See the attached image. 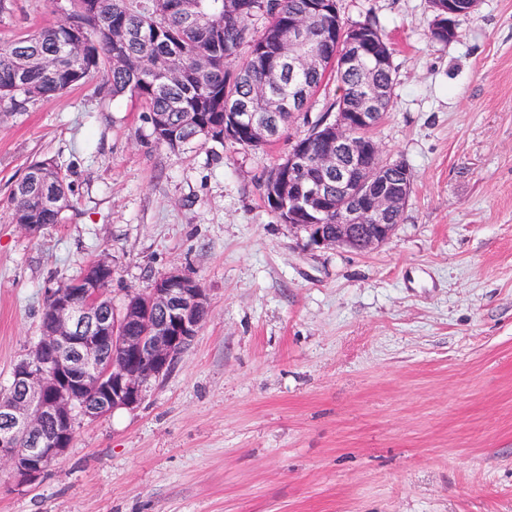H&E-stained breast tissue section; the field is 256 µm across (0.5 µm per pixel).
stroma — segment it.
Wrapping results in <instances>:
<instances>
[{"label":"stroma","mask_w":512,"mask_h":512,"mask_svg":"<svg viewBox=\"0 0 512 512\" xmlns=\"http://www.w3.org/2000/svg\"><path fill=\"white\" fill-rule=\"evenodd\" d=\"M393 48L372 134L413 186L381 248L305 245L259 179L336 98L263 149L157 144L137 100L81 86L0 119V387L40 336L50 289L112 263V301L170 269L210 311L141 406L80 422L0 512H512V0H478L434 40L429 0H338ZM15 0L0 44L57 21ZM55 160L58 224L12 223V184Z\"/></svg>","instance_id":"stroma-1"}]
</instances>
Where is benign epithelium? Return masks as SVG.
Returning a JSON list of instances; mask_svg holds the SVG:
<instances>
[{
	"instance_id": "1",
	"label": "benign epithelium",
	"mask_w": 512,
	"mask_h": 512,
	"mask_svg": "<svg viewBox=\"0 0 512 512\" xmlns=\"http://www.w3.org/2000/svg\"><path fill=\"white\" fill-rule=\"evenodd\" d=\"M318 54H294V69L320 66ZM387 98L372 77L364 82L362 112H338L335 129L320 136L318 163L304 191L295 199L297 214L310 218L336 201V223L295 224L308 246L346 247L369 252L386 244L396 225L385 218L402 213L411 184L397 192L377 191L387 179L386 164L375 139L359 138L352 130L372 127L376 110ZM236 128L255 139L270 135L258 117H236ZM374 217L376 224L367 223ZM111 268L106 258L90 267V276L57 293L41 322V336L13 368L17 391L0 400V459L9 464V478L32 486L70 446L75 405L93 421L118 409L133 410L144 400L146 384L166 376L188 349L209 310L200 284L174 268L154 287L130 296L120 310L105 314L95 308L97 282ZM163 319L158 321V314ZM116 350L107 358L102 347Z\"/></svg>"
}]
</instances>
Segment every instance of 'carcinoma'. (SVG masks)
<instances>
[{
    "instance_id": "1",
    "label": "carcinoma",
    "mask_w": 512,
    "mask_h": 512,
    "mask_svg": "<svg viewBox=\"0 0 512 512\" xmlns=\"http://www.w3.org/2000/svg\"><path fill=\"white\" fill-rule=\"evenodd\" d=\"M186 1L208 17L198 26L181 7ZM63 20L23 32L0 45V106L20 110L31 102L63 94L96 77L94 95L129 96L147 112L156 142L180 152L209 141L230 140L257 149L275 142L280 132L309 103L327 78L341 91L330 112H357L365 69L372 55L392 49L370 20L349 24L337 0H51ZM430 35L446 42L448 0H430ZM265 19L262 29L255 21ZM304 21V41L323 62L300 73L272 64L283 54L291 26ZM358 36L364 58L349 70L336 67L340 45ZM248 48L241 57L242 48ZM393 62L373 76L389 98L377 113L389 111L394 87ZM236 112H257L273 128L271 138L250 142L224 129ZM260 189L278 219L288 223V161L261 178ZM73 189L53 160L31 164L9 194L16 224L39 230L59 224L73 207Z\"/></svg>"
}]
</instances>
